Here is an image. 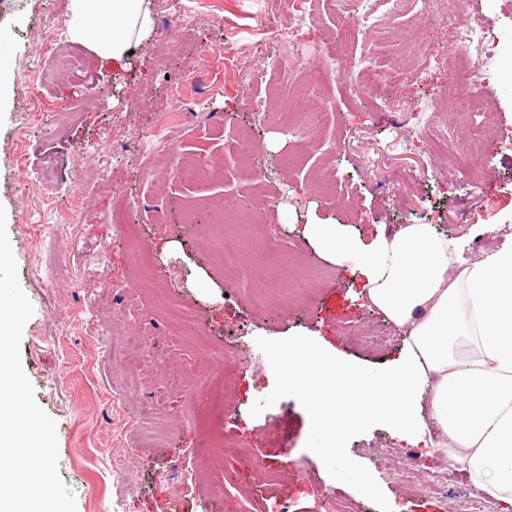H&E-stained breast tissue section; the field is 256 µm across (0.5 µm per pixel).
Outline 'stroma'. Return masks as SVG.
I'll list each match as a JSON object with an SVG mask.
<instances>
[{"label":"stroma","mask_w":512,"mask_h":512,"mask_svg":"<svg viewBox=\"0 0 512 512\" xmlns=\"http://www.w3.org/2000/svg\"><path fill=\"white\" fill-rule=\"evenodd\" d=\"M68 3L6 0L0 9L10 73L0 90V206L34 307L22 366L56 422L58 472L76 512H500L468 483L449 482L444 499L410 484L404 465L387 462L407 443L379 419L334 437L365 487L336 484L311 457L321 431L276 357L307 338L372 371L401 349L362 341L388 321L362 296L359 270L325 259L304 237L306 224H336L365 242L429 224L465 259L475 240L502 246L499 227L512 224V151L501 146L512 131V12L498 0H442L438 10L408 0L390 29L431 61L397 52L392 65L405 80L366 89L345 65L313 86L311 58L269 39L289 22L274 0H216L195 17L189 0H154L151 43L119 66L69 37ZM387 10L384 0H353L346 14L320 7L316 26L343 35L345 54L357 58L369 23ZM468 12L495 19L505 64L500 81L475 88L488 106L484 167L453 143L432 155L400 148L415 102L454 96L457 76L435 62ZM61 56L78 68L57 69ZM215 58L236 82L189 90L196 107L168 137L181 162L210 164L204 183L152 170L147 154L101 148L113 124L153 130L158 110L176 106L168 78ZM29 71L31 85L22 81ZM280 85L325 107L322 122L298 134L266 122L256 104ZM245 164L268 183L279 268L300 274L269 304L220 263L227 251L251 260L246 225H225L217 239L208 224L213 201L247 192ZM330 174L348 191L322 194ZM116 184L130 202L124 229L112 222ZM116 353L124 368L113 365ZM224 437L234 451L211 454Z\"/></svg>","instance_id":"stroma-1"}]
</instances>
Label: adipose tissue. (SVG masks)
<instances>
[{
  "label": "adipose tissue",
  "mask_w": 512,
  "mask_h": 512,
  "mask_svg": "<svg viewBox=\"0 0 512 512\" xmlns=\"http://www.w3.org/2000/svg\"><path fill=\"white\" fill-rule=\"evenodd\" d=\"M68 33L96 56L120 62L153 32V0H69ZM331 261L362 266L368 301L405 333L396 365L354 371L308 342L288 348V375L328 431L380 415L405 435L435 423L449 466L512 512V247L460 259L428 224H405L371 244L335 225L309 224Z\"/></svg>",
  "instance_id": "1"
}]
</instances>
